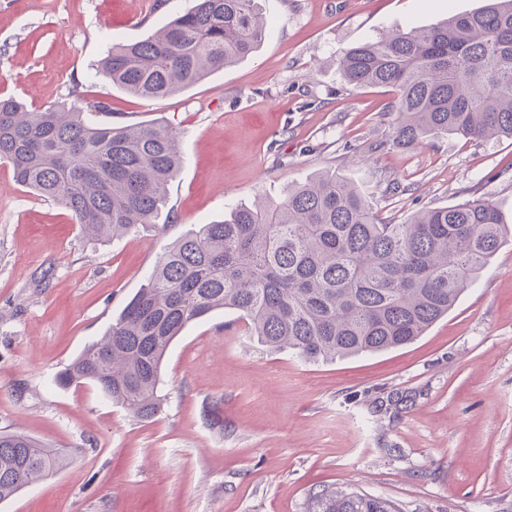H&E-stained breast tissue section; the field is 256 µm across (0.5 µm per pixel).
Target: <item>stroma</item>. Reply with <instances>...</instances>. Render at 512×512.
<instances>
[{
  "label": "stroma",
  "instance_id": "obj_1",
  "mask_svg": "<svg viewBox=\"0 0 512 512\" xmlns=\"http://www.w3.org/2000/svg\"><path fill=\"white\" fill-rule=\"evenodd\" d=\"M154 2L0 0L1 96L32 110L74 93L103 102L114 122L176 129L184 158L154 223L102 240L0 161V431L69 457L0 512H304L326 486L402 512H512V240L447 317L397 349L309 364L218 312L171 345L151 419L94 386L55 384L175 239L237 205L280 202L317 172L353 179L387 219L489 200L512 225V138L444 136L363 160L391 135V95L346 85L334 63L382 30L483 0H261L260 48L149 101L94 66L191 4Z\"/></svg>",
  "mask_w": 512,
  "mask_h": 512
}]
</instances>
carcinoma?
Here are the masks:
<instances>
[{"label":"carcinoma","instance_id":"obj_1","mask_svg":"<svg viewBox=\"0 0 512 512\" xmlns=\"http://www.w3.org/2000/svg\"><path fill=\"white\" fill-rule=\"evenodd\" d=\"M266 28L258 0H194L155 34L113 44L97 74L132 96L162 99L254 52ZM336 64L345 83L393 95L391 136L373 151L448 135L512 137V0L381 33L341 51ZM0 160L98 240L153 223L182 164L168 125L92 124L80 99L31 111L10 97L0 98ZM509 236L491 202L425 207L394 223L324 171L280 203L238 205L177 238L56 383L92 384L150 419L161 409L160 371L174 340L227 310L268 350L307 363L404 346L448 314ZM66 464L23 433L0 432V501ZM305 512L400 510L381 496L325 487Z\"/></svg>","mask_w":512,"mask_h":512}]
</instances>
